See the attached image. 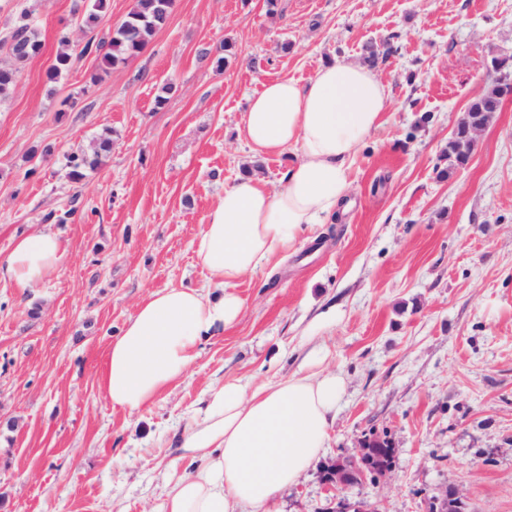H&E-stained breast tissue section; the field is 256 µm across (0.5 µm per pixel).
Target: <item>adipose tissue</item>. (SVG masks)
<instances>
[{
	"mask_svg": "<svg viewBox=\"0 0 512 512\" xmlns=\"http://www.w3.org/2000/svg\"><path fill=\"white\" fill-rule=\"evenodd\" d=\"M388 104L372 68L341 60L319 66L303 84L287 77L263 82L238 130L254 157L290 148L294 160L277 191L249 173L225 187L195 244L207 287L154 291L128 318L99 369V389L112 409L135 414L183 378L202 340L239 317V281L342 211L347 161L382 126ZM64 257L58 234L39 230L15 240L0 260V278L24 292L58 273ZM344 388L340 374L319 370L252 389L228 381L213 390L180 443L198 465L171 476L158 512H273L277 495L326 447Z\"/></svg>",
	"mask_w": 512,
	"mask_h": 512,
	"instance_id": "adipose-tissue-1",
	"label": "adipose tissue"
}]
</instances>
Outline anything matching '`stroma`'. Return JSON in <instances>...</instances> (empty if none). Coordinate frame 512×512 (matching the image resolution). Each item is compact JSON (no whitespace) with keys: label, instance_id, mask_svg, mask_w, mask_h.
<instances>
[{"label":"stroma","instance_id":"obj_1","mask_svg":"<svg viewBox=\"0 0 512 512\" xmlns=\"http://www.w3.org/2000/svg\"><path fill=\"white\" fill-rule=\"evenodd\" d=\"M87 0H0V63L28 15L40 55L0 100V259L57 225V277L28 292L0 280V512H155L196 408L224 382L254 385L324 366L345 392L322 460L278 512H327V461L362 435L387 438L395 469L346 496L378 512H427L453 487L470 512H512V98L468 163L447 147L469 103L512 57V0H174L126 64L79 58ZM68 37L77 59L46 71ZM379 60L390 103L350 164L344 211L245 277L241 315L135 417L112 410L96 365L151 292L200 287L195 241L226 185L254 170L278 188L291 152L249 163L237 132L264 80L307 81L323 63ZM112 150L80 182L76 151ZM52 147L43 156L44 147Z\"/></svg>","mask_w":512,"mask_h":512}]
</instances>
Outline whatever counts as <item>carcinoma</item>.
<instances>
[{"label":"carcinoma","instance_id":"1","mask_svg":"<svg viewBox=\"0 0 512 512\" xmlns=\"http://www.w3.org/2000/svg\"><path fill=\"white\" fill-rule=\"evenodd\" d=\"M174 0H136L135 7L124 20L112 29L109 38H99L80 50V56H92L99 60L105 69L126 63L140 54L147 46L153 34L167 22ZM108 8V0H88L82 25L93 30L99 24L103 13ZM42 43L37 30L31 25L28 15L21 16V24L13 31L10 39L11 63L0 64V99L7 96L15 85L18 66L38 55ZM73 56L62 51L55 57L54 63L47 71V79L56 82L62 74L72 68ZM502 95L500 83H495L482 95L475 98L466 109L464 120L459 122L452 137L448 140V169L465 165L469 155L458 151V145L467 138L468 124L483 121L486 117L500 110ZM112 141L105 138L98 144L93 156L75 152L69 157L68 177L79 181L85 177V171L95 168L99 157L110 152Z\"/></svg>","mask_w":512,"mask_h":512}]
</instances>
